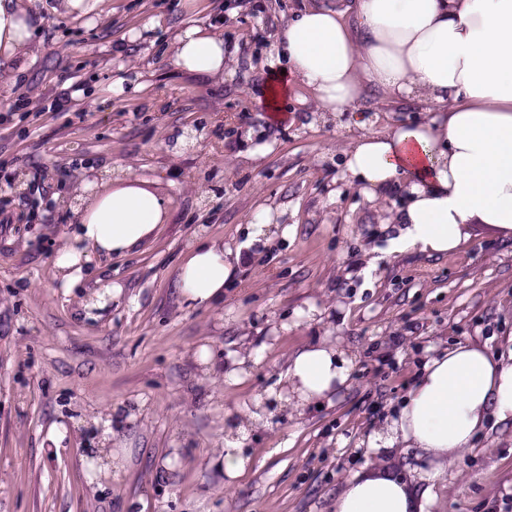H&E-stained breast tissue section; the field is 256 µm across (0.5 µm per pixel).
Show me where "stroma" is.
Instances as JSON below:
<instances>
[{"instance_id": "35a3bbf8", "label": "stroma", "mask_w": 512, "mask_h": 512, "mask_svg": "<svg viewBox=\"0 0 512 512\" xmlns=\"http://www.w3.org/2000/svg\"><path fill=\"white\" fill-rule=\"evenodd\" d=\"M182 2L108 0L92 24L45 15L35 61L0 85V512H335L347 479L389 459L402 477H435L430 512H512L511 422L489 421L452 463L386 444L421 360L454 342L512 348V235L472 224L454 252L388 254L397 199L349 183L344 153L421 106L367 94L360 129L294 98L287 122L269 123L265 62L307 0ZM152 17L161 28L142 34ZM190 21L223 34V80L174 67L168 45ZM125 177L167 199V221L62 288L71 200ZM262 208L272 240L223 307L183 303L173 283L194 241L242 247ZM102 282L120 294L85 310ZM325 339L351 362L348 386L250 430L252 465L227 478L232 420L278 395L287 359ZM205 353L251 360L228 385ZM116 413L130 419L118 456L90 478Z\"/></svg>"}]
</instances>
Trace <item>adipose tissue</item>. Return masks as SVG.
I'll return each mask as SVG.
<instances>
[{
	"label": "adipose tissue",
	"instance_id": "adipose-tissue-1",
	"mask_svg": "<svg viewBox=\"0 0 512 512\" xmlns=\"http://www.w3.org/2000/svg\"><path fill=\"white\" fill-rule=\"evenodd\" d=\"M35 17L24 0H0V81L33 61ZM181 72L224 74V38L186 25L171 49ZM264 106L282 121L295 87L324 111L345 116L367 93L424 104L423 120L356 137L345 175L371 199L397 196L394 254L456 250L466 225L512 235V0H312L278 34L268 60ZM161 196L135 178L86 199L55 265L63 288L94 256H121L164 223ZM242 258L223 242L201 239L181 264L182 302L224 301ZM350 368L321 342L290 360L285 379L306 407L340 391ZM512 419V362L485 347L457 342L423 362L388 424L392 445L444 460L477 439L488 417ZM431 488L417 489L382 467L347 480L336 512H425Z\"/></svg>",
	"mask_w": 512,
	"mask_h": 512
}]
</instances>
